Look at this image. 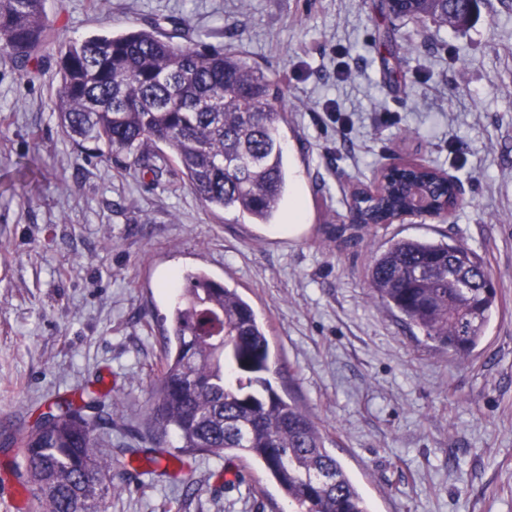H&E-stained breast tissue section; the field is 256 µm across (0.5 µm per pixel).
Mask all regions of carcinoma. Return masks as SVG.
I'll use <instances>...</instances> for the list:
<instances>
[{
	"mask_svg": "<svg viewBox=\"0 0 512 512\" xmlns=\"http://www.w3.org/2000/svg\"><path fill=\"white\" fill-rule=\"evenodd\" d=\"M395 19L448 24V0H385ZM57 53V125L89 158L166 171L209 210L270 224L280 211L285 92L239 51L178 44L156 26L114 35L68 37L45 0H0V51L19 77L39 53ZM416 185L435 210L452 203L444 172L425 164L382 174L358 203L357 229L391 224ZM372 300L466 359L480 346L497 301L483 258L446 241L391 238L366 270ZM164 366L149 412V440L174 435L178 459L241 454L274 480L290 512H370L332 454L329 437L273 386L268 328L238 289L203 270L177 275ZM101 401L58 402L23 437L27 491L39 512H105L112 454L98 433ZM106 423H112L108 418Z\"/></svg>",
	"mask_w": 512,
	"mask_h": 512,
	"instance_id": "carcinoma-1",
	"label": "carcinoma"
}]
</instances>
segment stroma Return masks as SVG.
I'll use <instances>...</instances> for the list:
<instances>
[{"mask_svg": "<svg viewBox=\"0 0 512 512\" xmlns=\"http://www.w3.org/2000/svg\"><path fill=\"white\" fill-rule=\"evenodd\" d=\"M380 0H46L70 36L187 19L286 95L288 189L275 223L205 210L169 174L84 161L52 114L56 58L33 81L0 52V512H17L20 441L50 403L97 391L112 417L106 512H288L252 461L199 456L146 473L135 453L173 304L162 282L206 270L270 327L276 385L314 417L372 512H512V0L466 29L389 20ZM397 55L396 74L383 60ZM461 185L447 219L337 236L353 187L396 159ZM37 162V179L23 177ZM305 200L302 223L286 207ZM475 249L497 286L460 359L369 299L392 237Z\"/></svg>", "mask_w": 512, "mask_h": 512, "instance_id": "obj_1", "label": "stroma"}]
</instances>
